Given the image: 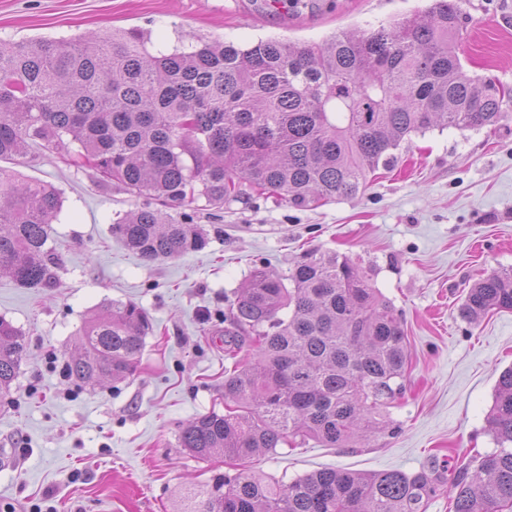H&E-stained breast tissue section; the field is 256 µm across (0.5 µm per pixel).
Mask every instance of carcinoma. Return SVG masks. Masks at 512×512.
Here are the masks:
<instances>
[{
	"mask_svg": "<svg viewBox=\"0 0 512 512\" xmlns=\"http://www.w3.org/2000/svg\"><path fill=\"white\" fill-rule=\"evenodd\" d=\"M470 16L461 0H430L389 28L341 31L317 44L269 38L248 46L196 40L152 52L132 28L72 41L0 44V161L34 146L88 166L143 203L112 224L148 263L199 251L198 199L221 209L243 183L298 209L365 192L368 175L433 129L494 126L512 89L461 62ZM61 193L0 167V274L55 287L47 247ZM512 310V268L477 280L462 316ZM224 320L254 340L250 360L224 368L225 412L183 424L188 455L232 462L184 497L179 512H427L448 493L452 512L512 508V367L497 381L490 425L497 445L469 465L407 474L325 468L288 483L236 462L314 440L355 448L380 431L401 394L409 355L399 312L347 256L308 249L281 277L254 268ZM154 320L112 303L78 331L65 363L78 385L124 381L138 368ZM26 342L0 316V401L10 399Z\"/></svg>",
	"mask_w": 512,
	"mask_h": 512,
	"instance_id": "obj_1",
	"label": "carcinoma"
}]
</instances>
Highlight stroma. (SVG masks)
Returning <instances> with one entry per match:
<instances>
[{
  "instance_id": "obj_1",
  "label": "stroma",
  "mask_w": 512,
  "mask_h": 512,
  "mask_svg": "<svg viewBox=\"0 0 512 512\" xmlns=\"http://www.w3.org/2000/svg\"><path fill=\"white\" fill-rule=\"evenodd\" d=\"M429 0H0V42L71 40L139 28L151 48L190 38L248 45L279 38L319 43L423 12ZM471 22L462 63L512 88V0H465ZM392 169L363 194L300 210L244 195L222 210L188 206L207 246L146 263L113 236L136 200L95 171L38 148L13 161L26 179L62 193L49 241L59 256L53 288L0 276V316L27 351L0 407V512H176L186 489L224 471L177 446L182 424L224 410V314L254 266L287 275L310 248L350 257L402 315L410 362L384 431L356 448L315 441L259 453L248 469L291 481L320 468L418 472L475 460L495 441L487 416L500 373L512 366V311L479 323L460 307L482 276L512 268V113L494 129L412 136ZM135 302L154 332L134 377L78 386L62 377L77 332L94 311Z\"/></svg>"
}]
</instances>
